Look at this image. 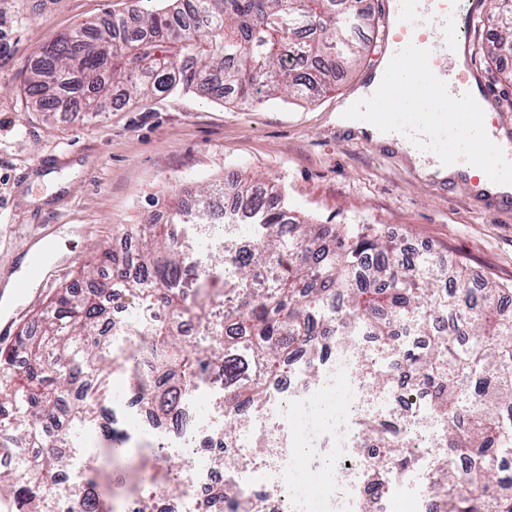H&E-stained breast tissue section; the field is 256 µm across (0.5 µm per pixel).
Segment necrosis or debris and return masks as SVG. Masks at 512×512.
Masks as SVG:
<instances>
[{
    "mask_svg": "<svg viewBox=\"0 0 512 512\" xmlns=\"http://www.w3.org/2000/svg\"><path fill=\"white\" fill-rule=\"evenodd\" d=\"M426 342L407 320L392 342L365 328L334 343L315 363L295 346L284 376L270 383L264 403L248 413L246 427L233 438L224 434L223 386L215 382L195 383L170 416L155 419L143 385L149 367L144 357L105 415L128 439L152 442L159 465L179 459L170 473L176 489L163 499V512H214L215 496L228 489L260 501L261 512H396L400 505L435 512L427 482L444 454L442 422L419 384L374 390L360 364L361 354H373L382 371L404 373L408 367L393 345ZM365 417L394 432L412 453L409 464L388 461L374 496L366 491L367 464L383 450L359 436ZM88 436L80 423L64 431L71 463L61 487L49 491L56 512H81L61 489L84 483L95 467L99 451L88 447Z\"/></svg>",
    "mask_w": 512,
    "mask_h": 512,
    "instance_id": "4bbe7bcc",
    "label": "necrosis or debris"
}]
</instances>
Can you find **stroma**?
I'll use <instances>...</instances> for the list:
<instances>
[{
	"label": "stroma",
	"mask_w": 512,
	"mask_h": 512,
	"mask_svg": "<svg viewBox=\"0 0 512 512\" xmlns=\"http://www.w3.org/2000/svg\"><path fill=\"white\" fill-rule=\"evenodd\" d=\"M151 0H0V275L29 246L61 238V257L36 283L40 301L74 281L93 245L115 243L214 181L271 179L289 205L315 224H381L400 243L416 240L462 262L470 273L512 286V206L466 186L425 176L395 145L373 143L330 123L336 107L377 67L379 36L330 91L307 102L280 97L250 111L206 93L129 101L89 119L33 111L25 92L41 45L83 23H100ZM490 25L477 18L468 70L492 93L493 123L512 137L502 71L512 55H484ZM152 454L138 469L104 468L99 490L129 498L150 488Z\"/></svg>",
	"instance_id": "35a3bbf8"
}]
</instances>
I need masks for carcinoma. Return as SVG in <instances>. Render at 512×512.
<instances>
[{
    "mask_svg": "<svg viewBox=\"0 0 512 512\" xmlns=\"http://www.w3.org/2000/svg\"><path fill=\"white\" fill-rule=\"evenodd\" d=\"M150 11L114 14L108 25L86 23L42 46L26 93L40 112H107L116 91L125 100L187 92L201 84L211 97L252 109L284 93L308 100L326 89L336 69L361 61V32L376 17L360 0H157ZM497 34L494 58L512 52V0H486ZM232 193L246 212L257 247L236 250L224 228L206 232L209 204ZM137 242L124 267L98 281L116 261L108 244L77 271L99 283L80 293L60 288L37 314L38 331L22 327L0 346V435L10 448H39L19 460L25 483L0 467V503L12 512H55L44 495L65 470L71 449L47 442L72 421L95 422L118 371L135 369L140 353L112 359V337L100 326L105 298L159 305L166 320L137 328L149 349L153 412L162 418L183 389L213 365L224 382L226 436L244 424V411L263 404L267 387L291 349L320 350L328 336H353L366 326L384 339L405 320L432 337L421 350L400 353L422 369L443 429L447 458L429 490L438 512H512L498 453L512 422V287L489 279L473 285L466 268L427 253L410 256L375 224H303L272 180L210 184L169 214L165 224H133ZM205 321L208 343L183 339L187 321ZM362 436L383 443L391 458L402 444L370 419ZM87 512H102L96 481L70 488Z\"/></svg>",
    "mask_w": 512,
    "mask_h": 512,
    "instance_id": "cac0c4a2",
    "label": "carcinoma"
}]
</instances>
